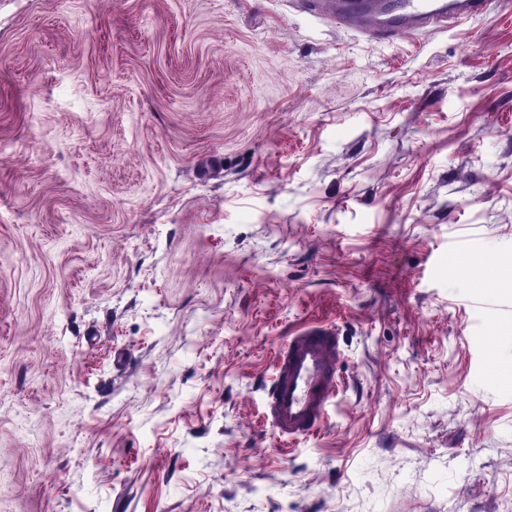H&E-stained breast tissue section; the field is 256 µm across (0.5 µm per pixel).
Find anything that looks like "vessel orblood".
Returning <instances> with one entry per match:
<instances>
[{
    "label": "vessel or blood",
    "mask_w": 512,
    "mask_h": 512,
    "mask_svg": "<svg viewBox=\"0 0 512 512\" xmlns=\"http://www.w3.org/2000/svg\"><path fill=\"white\" fill-rule=\"evenodd\" d=\"M310 15L370 40L431 34L484 13L491 0H296ZM334 326L309 322L285 337L263 384L262 420L286 445L314 437L344 378Z\"/></svg>",
    "instance_id": "vessel-or-blood-1"
}]
</instances>
